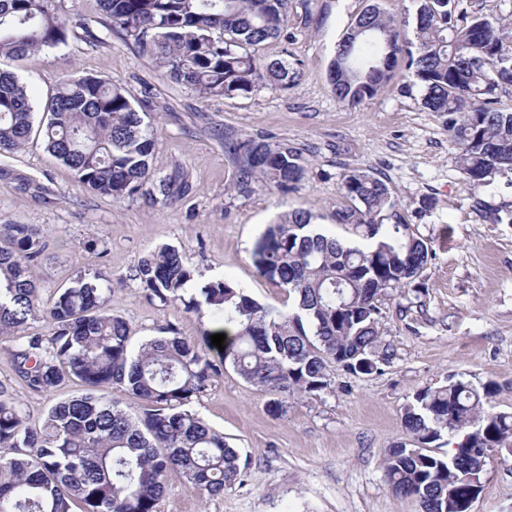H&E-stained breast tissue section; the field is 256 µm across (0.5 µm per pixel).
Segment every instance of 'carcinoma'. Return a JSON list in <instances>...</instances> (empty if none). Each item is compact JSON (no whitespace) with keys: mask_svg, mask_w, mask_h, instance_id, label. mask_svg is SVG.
<instances>
[{"mask_svg":"<svg viewBox=\"0 0 512 512\" xmlns=\"http://www.w3.org/2000/svg\"><path fill=\"white\" fill-rule=\"evenodd\" d=\"M398 21L368 5L337 44L328 68L336 99L374 96L405 64L459 150L464 180L489 185L512 174V25L458 10L460 0H413ZM108 26L154 60L161 76L206 99L246 96L261 86L284 89L299 80V62L260 58L250 48L287 29L290 0H99ZM86 23L61 11L59 0H0V57L22 59L65 42ZM79 182L115 202L152 184L166 202L176 181L151 168L156 140L125 91L96 77L68 75L36 105L27 86L0 71V153L22 148L33 131ZM235 165L230 191L249 198L289 192L305 177L302 152L264 136H224ZM348 205L336 210L338 237L292 210L268 224L254 243L258 272L288 292L291 304H261L241 285L215 278L202 285L177 247L140 258L131 279L151 301L224 321L233 333L210 355L171 325L130 345L126 322L108 306L112 276L100 269L59 287L50 299L30 275L47 243L33 224H0V341L20 384L49 394L66 383L82 392L49 408L32 425L0 383V512H156L169 472L210 496L244 476L224 433L189 408L227 368L270 395L266 409L286 412L288 399L331 386L330 368L372 375L395 353L380 330L381 298L418 289L435 257L368 169L344 173ZM44 319V334L27 325ZM499 391L456 376L416 392L402 420L409 443L384 459L391 489L415 499L421 512H471L483 491L486 453L512 455V412L485 408ZM140 401L135 410L120 393ZM464 434L446 455L430 450L443 435Z\"/></svg>","mask_w":512,"mask_h":512,"instance_id":"carcinoma-1","label":"carcinoma"}]
</instances>
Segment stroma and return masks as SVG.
I'll use <instances>...</instances> for the list:
<instances>
[{
    "label": "stroma",
    "mask_w": 512,
    "mask_h": 512,
    "mask_svg": "<svg viewBox=\"0 0 512 512\" xmlns=\"http://www.w3.org/2000/svg\"><path fill=\"white\" fill-rule=\"evenodd\" d=\"M370 1L293 0L289 37L267 41L257 53L299 61L301 76L289 88L266 86L246 96L202 99L166 83L152 59L105 27L99 0H63L65 13L83 19L85 29L55 49L0 61L38 102L70 74L123 88L151 122L153 170L180 173L188 186L165 204L145 194L117 203L78 182L40 137L0 153V224H38L47 235V250L31 268L43 297L78 272L108 271L112 312L126 321L132 343L169 324L190 341L222 327L150 301L131 280L139 257L162 243L185 253L197 281L221 277L258 302L286 304L282 288L255 269L253 245L289 210L330 223L347 203L342 175L354 167L378 173L417 233L433 243L422 295L393 296L383 305V338L395 350L383 373L333 368L331 388L289 400L286 413L274 415L263 392L226 370L191 408L237 448L244 479L211 497L170 473L157 512H421L417 501L391 492L383 469L388 448L406 438L402 414L413 394L452 374L476 385L492 379L501 390L489 409L512 410V185L502 177L489 186L466 184L456 146L439 116L422 107V89L404 67L359 104L336 100L327 81L336 42ZM228 133L300 149L311 162L308 177L287 193L230 195ZM0 382L33 423L51 401L77 390L70 383L49 395L29 393L1 349ZM482 484L474 512H512V456L490 453Z\"/></svg>",
    "instance_id": "35a3bbf8"
}]
</instances>
